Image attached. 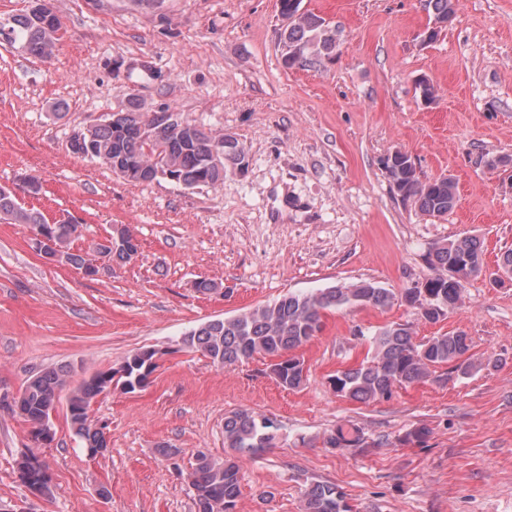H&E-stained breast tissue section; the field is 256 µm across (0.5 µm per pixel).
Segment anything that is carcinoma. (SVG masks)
Listing matches in <instances>:
<instances>
[{"instance_id":"cac0c4a2","label":"carcinoma","mask_w":512,"mask_h":512,"mask_svg":"<svg viewBox=\"0 0 512 512\" xmlns=\"http://www.w3.org/2000/svg\"><path fill=\"white\" fill-rule=\"evenodd\" d=\"M38 0L21 14L0 19V39L18 44L29 54L49 59L58 41L61 25L45 24ZM302 0H281L282 11L298 17L279 28V45L287 68L314 67L336 55V39L325 19L301 10ZM429 21H452L456 0H423ZM69 151L112 170L117 177L134 185L165 180L171 176L185 189L214 187L224 182L227 167L246 166V153L237 138L216 133L195 120L160 104L147 112L134 95L115 104L112 111L96 122L79 129L70 138ZM392 190L404 202L430 217H442L453 211L457 185L453 177L423 179L415 163L396 151L381 160ZM0 222L23 224L30 231L44 230L52 241V251L62 262L87 271L92 263L71 252L70 243L81 232V224L70 220H49L38 210L26 208L16 194L0 186ZM114 244L98 246L107 263L132 261L139 244L123 226L111 232ZM483 243L473 236L446 239L434 244L425 260L432 274L425 278V288L414 295L406 287L396 293L371 280L348 285H334L308 292L287 293L280 299L258 305L224 318L207 321L182 338V348L198 352L214 365L247 363L256 356L271 358L269 375L284 390L305 386L307 374L303 362L293 352L309 343L322 331V318L328 311L355 307L389 309L396 304L411 310L418 321L433 323L447 317L463 297L462 278L477 277L485 269ZM365 357L329 377L333 391L351 401L370 403L390 399L399 389L437 382L448 384L472 375L482 363L472 359L471 339L463 331L441 333L417 339L413 323L391 322L368 337ZM73 369L69 365L47 368L32 375L20 390L17 415L35 434L50 415L55 400L67 387ZM116 384L125 392L147 386L145 360L141 352L130 355L124 373L99 371L69 390L66 420L87 450L108 448L107 425L89 420L92 402L108 393ZM430 431L419 426L398 437L402 445H423ZM276 427L267 417L249 410H237L224 416V447L232 454L222 459L200 452L189 474L197 512H235L240 495L241 470L238 456L255 454L276 441ZM331 448H362L363 434L357 426L339 424L327 438ZM48 477L45 467L31 461L18 470L22 484L33 487ZM304 512H351L344 493L336 485L315 481L304 491Z\"/></svg>"}]
</instances>
